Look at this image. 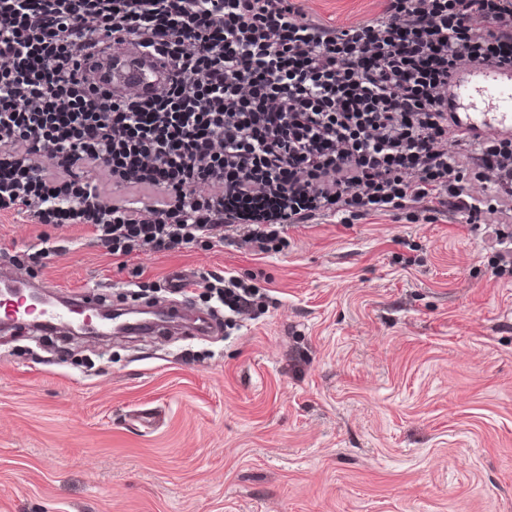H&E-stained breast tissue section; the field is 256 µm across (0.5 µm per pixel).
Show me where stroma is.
<instances>
[{
    "label": "stroma",
    "instance_id": "1",
    "mask_svg": "<svg viewBox=\"0 0 512 512\" xmlns=\"http://www.w3.org/2000/svg\"><path fill=\"white\" fill-rule=\"evenodd\" d=\"M301 4L343 26L383 0ZM491 244L449 214L330 217L275 254L140 255L134 290L82 227L0 217V265L115 305L171 299L175 271L267 290L216 336L0 334V512H512V277Z\"/></svg>",
    "mask_w": 512,
    "mask_h": 512
}]
</instances>
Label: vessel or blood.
<instances>
[{"label":"vessel or blood","mask_w":512,"mask_h":512,"mask_svg":"<svg viewBox=\"0 0 512 512\" xmlns=\"http://www.w3.org/2000/svg\"><path fill=\"white\" fill-rule=\"evenodd\" d=\"M453 115L462 127L482 136L512 134V70L471 68L452 80ZM0 320L12 328L39 327L45 334L86 328L88 335L127 333L128 325L113 324L108 313L100 312L94 295L67 292L51 299L41 284L27 279L13 268H0ZM186 334L208 333L205 318L188 303L140 325L143 336L168 333L173 325Z\"/></svg>","instance_id":"obj_1"}]
</instances>
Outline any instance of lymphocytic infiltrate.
I'll list each match as a JSON object with an SVG mask.
<instances>
[{
	"instance_id": "1",
	"label": "lymphocytic infiltrate",
	"mask_w": 512,
	"mask_h": 512,
	"mask_svg": "<svg viewBox=\"0 0 512 512\" xmlns=\"http://www.w3.org/2000/svg\"><path fill=\"white\" fill-rule=\"evenodd\" d=\"M134 53L153 89L114 83ZM464 63L512 69V0H385L339 27L299 0H0V215L82 226L136 288L146 250L270 254L377 213L487 225L512 274V136L452 132ZM196 285L238 315L262 296Z\"/></svg>"
}]
</instances>
